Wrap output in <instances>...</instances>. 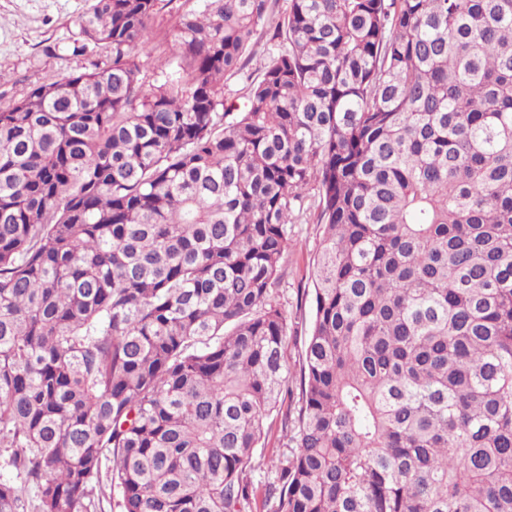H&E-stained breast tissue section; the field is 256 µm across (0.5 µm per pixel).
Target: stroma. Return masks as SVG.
Returning a JSON list of instances; mask_svg holds the SVG:
<instances>
[{
    "label": "stroma",
    "mask_w": 512,
    "mask_h": 512,
    "mask_svg": "<svg viewBox=\"0 0 512 512\" xmlns=\"http://www.w3.org/2000/svg\"><path fill=\"white\" fill-rule=\"evenodd\" d=\"M91 0H0V109L25 97L33 88L70 74L106 67L111 49L79 47L76 19ZM200 0H170L151 21L153 55L142 73L144 90L173 67L175 31L180 17L197 9ZM317 192L307 188L303 209L291 227L293 247L281 269L277 300L287 319L285 358L290 388H298L304 343L314 314L312 272L320 250L321 226Z\"/></svg>",
    "instance_id": "stroma-1"
}]
</instances>
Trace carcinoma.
Masks as SVG:
<instances>
[{
	"label": "carcinoma",
	"mask_w": 512,
	"mask_h": 512,
	"mask_svg": "<svg viewBox=\"0 0 512 512\" xmlns=\"http://www.w3.org/2000/svg\"><path fill=\"white\" fill-rule=\"evenodd\" d=\"M201 2L152 92L158 0H92L112 63L0 109V512H512V0ZM316 198L315 187L309 186L303 194V211L298 221L289 225L294 245L285 257L280 285L276 290L277 300L288 324L285 358L289 387L296 396L299 393L304 343L314 314L311 277L322 239ZM291 448H288V440L284 436L281 428L274 425L269 432L265 444L262 448H257L255 458L253 460L254 468L251 469L249 475L255 481H270L273 480L274 474L267 469V466L260 463L267 462L271 457L286 456L290 453Z\"/></svg>",
	"instance_id": "1"
}]
</instances>
